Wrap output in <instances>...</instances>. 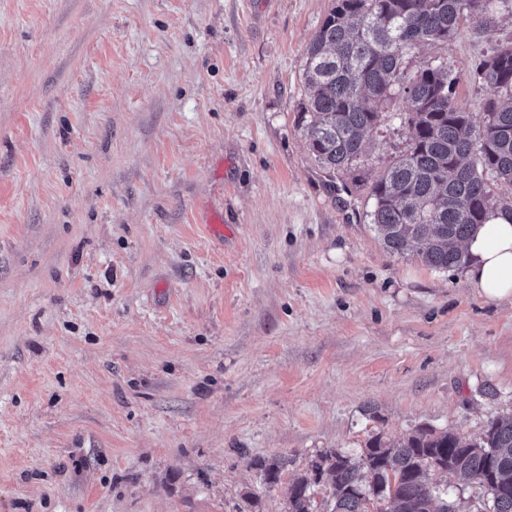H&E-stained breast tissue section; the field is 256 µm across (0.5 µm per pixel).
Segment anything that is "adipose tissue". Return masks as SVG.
<instances>
[{
  "instance_id": "1",
  "label": "adipose tissue",
  "mask_w": 512,
  "mask_h": 512,
  "mask_svg": "<svg viewBox=\"0 0 512 512\" xmlns=\"http://www.w3.org/2000/svg\"><path fill=\"white\" fill-rule=\"evenodd\" d=\"M465 247L472 258L466 271L470 288L488 300H512V217L491 214Z\"/></svg>"
}]
</instances>
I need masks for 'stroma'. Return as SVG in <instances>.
<instances>
[{
	"label": "stroma",
	"mask_w": 512,
	"mask_h": 512,
	"mask_svg": "<svg viewBox=\"0 0 512 512\" xmlns=\"http://www.w3.org/2000/svg\"><path fill=\"white\" fill-rule=\"evenodd\" d=\"M331 4L0 0V512H285L320 452L512 413V302L368 217L404 103L349 173L308 150ZM511 41L495 0L403 69L445 62L479 122Z\"/></svg>",
	"instance_id": "stroma-1"
}]
</instances>
